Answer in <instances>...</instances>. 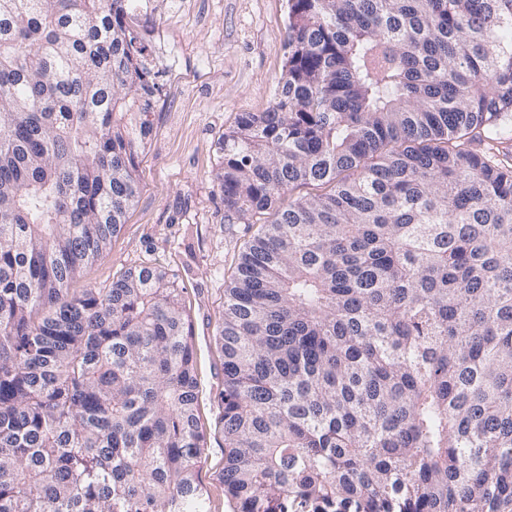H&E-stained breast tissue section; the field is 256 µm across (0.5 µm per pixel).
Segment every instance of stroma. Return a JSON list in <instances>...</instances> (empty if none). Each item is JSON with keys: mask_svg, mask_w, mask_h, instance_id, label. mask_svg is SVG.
I'll list each match as a JSON object with an SVG mask.
<instances>
[{"mask_svg": "<svg viewBox=\"0 0 512 512\" xmlns=\"http://www.w3.org/2000/svg\"><path fill=\"white\" fill-rule=\"evenodd\" d=\"M136 30L161 71L152 134L138 158L140 193L102 258L73 289L105 287L129 268L160 263L175 274L200 379L198 417L205 436L199 472L205 512H237L224 492L219 394L224 354L219 331L224 288L260 227L224 221L212 179L218 140L241 113L273 104L288 50V0H135Z\"/></svg>", "mask_w": 512, "mask_h": 512, "instance_id": "obj_1", "label": "stroma"}]
</instances>
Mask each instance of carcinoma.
I'll return each mask as SVG.
<instances>
[{
  "mask_svg": "<svg viewBox=\"0 0 512 512\" xmlns=\"http://www.w3.org/2000/svg\"><path fill=\"white\" fill-rule=\"evenodd\" d=\"M131 2L0 0V512L203 510L175 276L70 292L162 91ZM288 5L273 105L214 174L224 223L270 216L224 289L225 494L512 512V0Z\"/></svg>",
  "mask_w": 512,
  "mask_h": 512,
  "instance_id": "1",
  "label": "carcinoma"
}]
</instances>
